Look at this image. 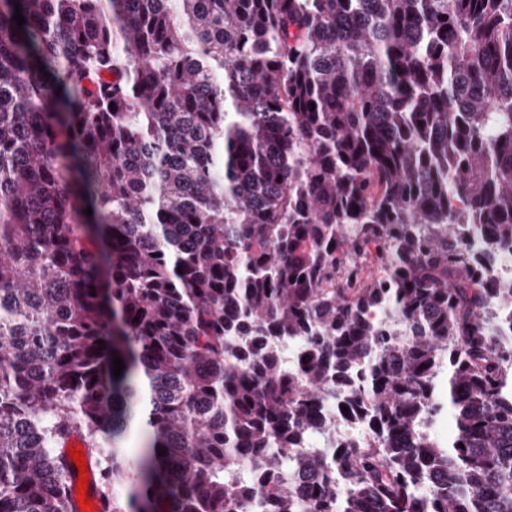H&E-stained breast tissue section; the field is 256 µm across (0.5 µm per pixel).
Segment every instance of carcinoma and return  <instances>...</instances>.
Returning <instances> with one entry per match:
<instances>
[{"mask_svg": "<svg viewBox=\"0 0 512 512\" xmlns=\"http://www.w3.org/2000/svg\"><path fill=\"white\" fill-rule=\"evenodd\" d=\"M506 248L512 0H0V512H512Z\"/></svg>", "mask_w": 512, "mask_h": 512, "instance_id": "cac0c4a2", "label": "carcinoma"}]
</instances>
